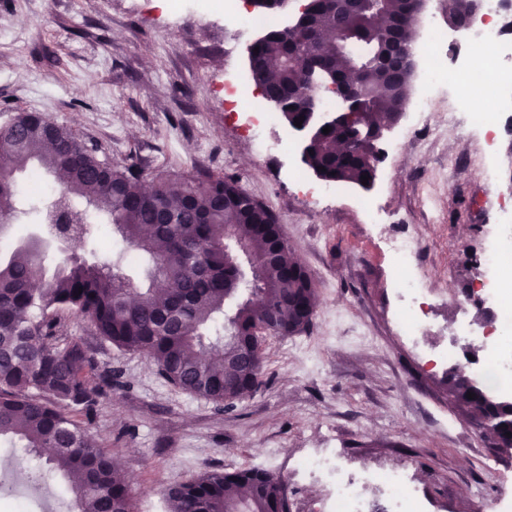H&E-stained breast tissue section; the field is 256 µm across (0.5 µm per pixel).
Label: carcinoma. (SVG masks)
<instances>
[{"label": "carcinoma", "mask_w": 512, "mask_h": 512, "mask_svg": "<svg viewBox=\"0 0 512 512\" xmlns=\"http://www.w3.org/2000/svg\"><path fill=\"white\" fill-rule=\"evenodd\" d=\"M416 20L410 0H365L362 11L343 18L328 0H309L301 24L311 38L290 50L279 30L268 31L253 53V78L293 122L304 113L296 89L314 94L303 84L306 63L320 59L327 83L356 70L364 98L351 123L377 128L410 90L402 73H381L378 55L395 41L413 46ZM338 25L348 31L340 51L324 42ZM345 133L316 135L307 166L325 168V180L358 184L377 156L337 150ZM96 152L37 112H19L0 127V230L18 214L16 175L44 172L58 185L53 209L74 225L73 243L91 240L86 211L73 203L80 198L115 227L150 279L141 288L120 262H89L75 251L48 269L32 244L0 257V438L20 440L29 453L48 448L52 470L80 476L72 487L79 512H128L121 467L64 412L93 411L119 372L99 367L83 343L64 341L59 313L91 321L119 349L148 353L168 383L227 412L264 385L255 336L309 329L317 292L291 256L277 216L235 178L197 169L156 176L148 189L138 164L108 166ZM445 391L490 448L512 457L501 430L512 417L488 400L491 393L465 372L448 374ZM282 497L281 477L263 469L206 472L167 491L170 512H279Z\"/></svg>", "instance_id": "1"}]
</instances>
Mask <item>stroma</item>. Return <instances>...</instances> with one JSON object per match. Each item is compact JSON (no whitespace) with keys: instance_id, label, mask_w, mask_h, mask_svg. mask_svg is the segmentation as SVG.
Wrapping results in <instances>:
<instances>
[{"instance_id":"stroma-1","label":"stroma","mask_w":512,"mask_h":512,"mask_svg":"<svg viewBox=\"0 0 512 512\" xmlns=\"http://www.w3.org/2000/svg\"><path fill=\"white\" fill-rule=\"evenodd\" d=\"M220 18L186 15L169 27L158 0H0V126L17 112H41L75 130L111 162H140L148 176L206 169L230 175L278 217L294 256L316 288L311 327L265 336V384L230 413L164 381L141 353L118 350L66 312L64 336L82 342L99 366L120 370L87 427L122 467L134 512H169V487L215 470L260 468L284 476L292 512H325L326 486L299 461L335 444L352 470L402 466L427 512H496L512 499V459H493L476 423L454 414L447 367L415 354L393 325L397 279L385 240L397 219L421 237L419 273L436 305L429 344L450 341L451 300L479 283V257L496 216L488 171L512 190V136L494 158L470 154L438 104L431 129L404 140L405 110L380 158L371 189L349 186L311 208L290 175L298 154L256 158L214 85L225 69L250 74L240 36L225 55ZM384 210L365 223L363 200ZM23 471L0 506L76 512L66 479L19 441L0 440V476Z\"/></svg>"}]
</instances>
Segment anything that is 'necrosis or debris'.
Listing matches in <instances>:
<instances>
[{"instance_id": "4bbe7bcc", "label": "necrosis or debris", "mask_w": 512, "mask_h": 512, "mask_svg": "<svg viewBox=\"0 0 512 512\" xmlns=\"http://www.w3.org/2000/svg\"><path fill=\"white\" fill-rule=\"evenodd\" d=\"M246 0H171L169 14L184 12L201 15L221 12L235 32L266 27L267 17L251 13ZM415 52L422 65L423 89L413 102V131L428 128L434 94L447 89L455 109L464 110L469 130L479 133V146L494 156L503 123L512 122V0H477L464 28L463 39H451L434 20H427L425 37ZM494 84L496 108L481 112L470 106L466 89L472 84ZM222 103L234 105L236 121L258 156L292 151L285 138H270L275 115L257 108L254 89L233 72L221 80ZM391 256L404 299L397 313L402 335L420 342L429 331L425 305L429 291L414 276L412 268L420 249V238L409 229L398 231L390 240ZM484 275L478 287L469 289L454 303L460 312L477 306L482 312V354L467 361L471 374L489 390L512 396V266L505 263L497 248L484 250L480 257ZM304 472L328 478L331 482L333 512H425L422 500L410 490V475L400 468L363 470L342 475L335 455L310 456L301 463ZM376 487L386 504L382 510L370 506L366 490Z\"/></svg>"}]
</instances>
